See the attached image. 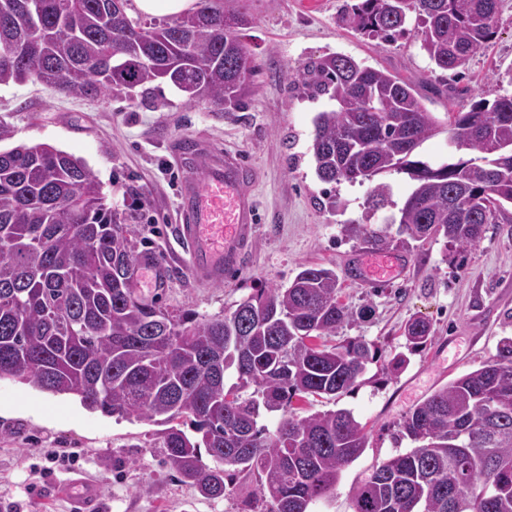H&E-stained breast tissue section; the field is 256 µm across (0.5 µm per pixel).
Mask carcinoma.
<instances>
[{"mask_svg":"<svg viewBox=\"0 0 512 512\" xmlns=\"http://www.w3.org/2000/svg\"><path fill=\"white\" fill-rule=\"evenodd\" d=\"M128 2L0 0V85L94 97L166 79L190 105L247 107L258 65L238 25L249 0H196L162 24L132 19ZM386 3H348L339 20L384 42L411 31L448 71L492 41L502 0H398L395 13ZM293 85L336 103L313 121L322 181L373 184V211L390 195L377 177L402 172L414 182L399 209L402 244L442 236L467 248L485 225L512 223L511 95L475 101L444 126L413 81L342 53L304 66ZM443 131L475 156L439 167L418 159ZM133 234L81 159L46 144L0 150V379L166 426L164 463L207 497L224 496L242 474L257 484L247 512H308L367 444L348 409L293 408L295 398L352 391L376 359L359 337L326 344L353 317L336 272L305 267L288 287L218 316L173 314L138 296ZM404 336L416 351L431 326L415 318ZM230 370L239 385H225ZM247 386L257 397L240 395ZM263 410L281 412L274 429L258 425ZM404 440L412 447L358 483L352 512H512V337L410 409L395 432Z\"/></svg>","mask_w":512,"mask_h":512,"instance_id":"1","label":"carcinoma"}]
</instances>
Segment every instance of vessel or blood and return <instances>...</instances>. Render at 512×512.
Returning <instances> with one entry per match:
<instances>
[{
    "instance_id": "obj_1",
    "label": "vessel or blood",
    "mask_w": 512,
    "mask_h": 512,
    "mask_svg": "<svg viewBox=\"0 0 512 512\" xmlns=\"http://www.w3.org/2000/svg\"><path fill=\"white\" fill-rule=\"evenodd\" d=\"M255 180L254 169L232 152L212 156L183 173L179 237L193 277L220 283L239 269L257 224ZM66 491L81 512H92L95 495L90 484L76 480Z\"/></svg>"
}]
</instances>
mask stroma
<instances>
[{
  "mask_svg": "<svg viewBox=\"0 0 512 512\" xmlns=\"http://www.w3.org/2000/svg\"><path fill=\"white\" fill-rule=\"evenodd\" d=\"M347 0H252L241 39L259 68L247 108L226 112L187 104L170 82L126 95L65 96L25 82L0 86V126L10 136L0 150L18 144H48L82 159L94 172L109 203L135 218L136 250L158 259L165 288L140 294L168 311L192 310L216 316L260 288L288 286L307 266L333 269L341 300L354 318L336 342L362 337L378 351L359 385L332 400L299 403L300 414L346 408L364 425L362 455L343 472L330 497L310 504V512H351L358 482L385 459L403 451L396 425L435 390L495 355L502 337L512 336V224L486 225L474 246L458 249L445 239L401 246L389 216L402 207L411 182L406 174L382 175L391 188L388 206L369 212L370 187L325 183L310 152L313 119L333 109L328 98L312 99L291 87L298 69L320 57L343 53L365 65L418 80L424 104L439 121L471 102L512 95V0H503L496 37L464 66L443 71L430 62L410 34L383 43L339 22ZM197 138L239 153L259 173L254 188L260 222L240 269L221 284L194 279L176 256L178 170L170 145ZM342 203L328 207L329 196ZM387 230L389 253L405 267L386 282L368 280L376 249L347 236L345 225ZM420 317L432 340L410 354L392 373L388 362L406 349L404 326ZM162 428L135 419L107 416L79 399L51 395L15 380L0 379V504L20 512H72L57 484L89 480L99 487L95 512H240L256 484L236 480L223 497L202 498L181 483L163 462ZM53 448L80 452L79 468H52Z\"/></svg>",
  "mask_w": 512,
  "mask_h": 512,
  "instance_id": "stroma-1",
  "label": "stroma"
}]
</instances>
